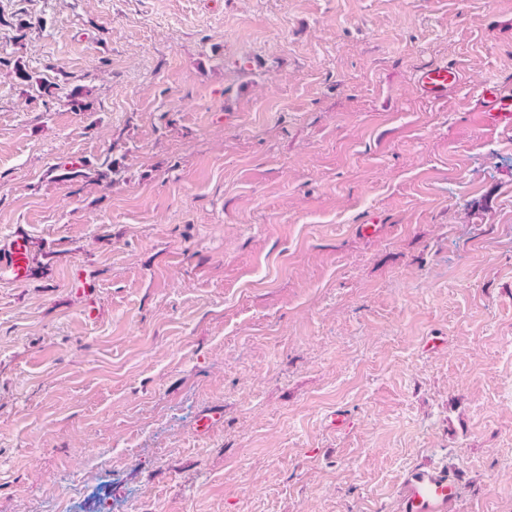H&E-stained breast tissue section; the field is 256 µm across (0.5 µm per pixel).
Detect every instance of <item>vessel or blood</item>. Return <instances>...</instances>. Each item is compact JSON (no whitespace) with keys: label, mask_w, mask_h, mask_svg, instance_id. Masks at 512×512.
Returning a JSON list of instances; mask_svg holds the SVG:
<instances>
[{"label":"vessel or blood","mask_w":512,"mask_h":512,"mask_svg":"<svg viewBox=\"0 0 512 512\" xmlns=\"http://www.w3.org/2000/svg\"><path fill=\"white\" fill-rule=\"evenodd\" d=\"M460 78L456 65L434 63L417 71L416 84L427 98L437 100ZM30 255L28 237L16 232L0 253V280L23 283L31 279ZM459 483L458 474L447 465L420 462L405 472L396 487V512H458Z\"/></svg>","instance_id":"obj_1"}]
</instances>
